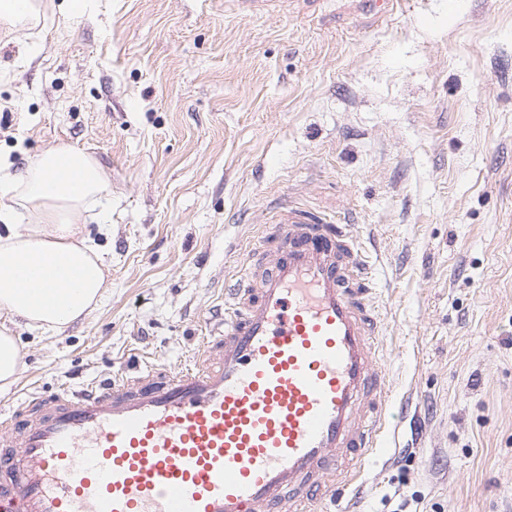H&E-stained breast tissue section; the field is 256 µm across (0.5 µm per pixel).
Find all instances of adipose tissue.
<instances>
[{
	"label": "adipose tissue",
	"instance_id": "obj_1",
	"mask_svg": "<svg viewBox=\"0 0 512 512\" xmlns=\"http://www.w3.org/2000/svg\"><path fill=\"white\" fill-rule=\"evenodd\" d=\"M112 192L105 168L68 144L44 150L18 172L0 174V389L11 385L21 352L9 325L60 329L88 317L108 290L109 267L79 224L110 230Z\"/></svg>",
	"mask_w": 512,
	"mask_h": 512
}]
</instances>
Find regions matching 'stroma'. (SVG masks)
Wrapping results in <instances>:
<instances>
[{
	"label": "stroma",
	"mask_w": 512,
	"mask_h": 512,
	"mask_svg": "<svg viewBox=\"0 0 512 512\" xmlns=\"http://www.w3.org/2000/svg\"><path fill=\"white\" fill-rule=\"evenodd\" d=\"M0 24V159L61 143L112 190L110 288L55 332L12 328L0 408L187 364L284 197L373 265L395 457L352 512H512V0H95Z\"/></svg>",
	"instance_id": "obj_1"
}]
</instances>
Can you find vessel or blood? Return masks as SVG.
Here are the masks:
<instances>
[{"label": "vessel or blood", "mask_w": 512, "mask_h": 512, "mask_svg": "<svg viewBox=\"0 0 512 512\" xmlns=\"http://www.w3.org/2000/svg\"><path fill=\"white\" fill-rule=\"evenodd\" d=\"M184 367L0 411V512H347L391 408L349 225L275 202Z\"/></svg>", "instance_id": "obj_1"}]
</instances>
